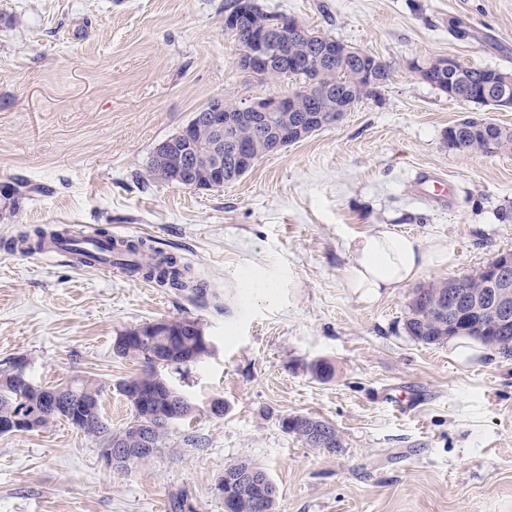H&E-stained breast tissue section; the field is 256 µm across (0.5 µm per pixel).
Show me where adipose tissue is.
<instances>
[{"label":"adipose tissue","mask_w":512,"mask_h":512,"mask_svg":"<svg viewBox=\"0 0 512 512\" xmlns=\"http://www.w3.org/2000/svg\"><path fill=\"white\" fill-rule=\"evenodd\" d=\"M349 248L352 262L345 270V283L369 299L416 279L429 267L449 266L454 261L443 244L428 245L383 224L352 238Z\"/></svg>","instance_id":"obj_1"}]
</instances>
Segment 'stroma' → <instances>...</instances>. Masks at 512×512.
Here are the masks:
<instances>
[{"label":"stroma","instance_id":"1","mask_svg":"<svg viewBox=\"0 0 512 512\" xmlns=\"http://www.w3.org/2000/svg\"><path fill=\"white\" fill-rule=\"evenodd\" d=\"M224 2L0 0V186L36 189L0 207V370L21 357L38 386L94 378L118 429L132 414L114 385L141 371L114 355L119 332L189 318L213 344L165 369L197 410L128 471L65 421L0 435V512H224L215 483L241 459L266 468L276 512H512V360L405 329L417 287L512 253V153L444 143L467 116L512 128V109L461 105L408 64L450 56L512 73V0H258L390 62V81L224 187L144 183L155 146L213 99L289 90L238 69ZM430 171L458 187L448 208L415 187ZM380 224L444 242L452 266L354 295L347 244ZM85 225L176 257L192 289L7 249ZM317 360L329 380L311 373ZM216 397L220 418L204 406ZM291 414L333 424L342 452L307 448L282 427Z\"/></svg>","mask_w":512,"mask_h":512}]
</instances>
